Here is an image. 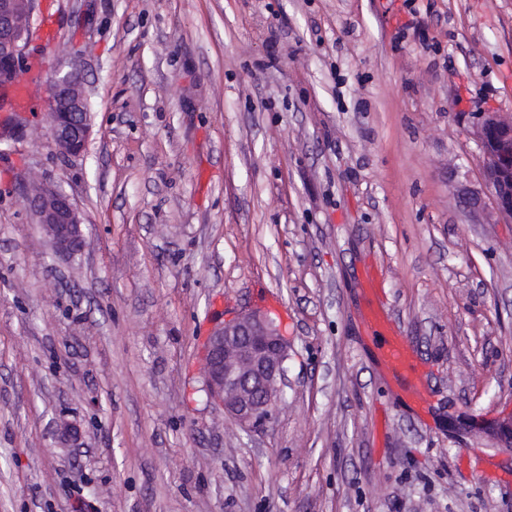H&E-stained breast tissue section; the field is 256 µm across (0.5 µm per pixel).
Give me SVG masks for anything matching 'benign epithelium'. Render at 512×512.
I'll use <instances>...</instances> for the list:
<instances>
[{
    "label": "benign epithelium",
    "instance_id": "1",
    "mask_svg": "<svg viewBox=\"0 0 512 512\" xmlns=\"http://www.w3.org/2000/svg\"><path fill=\"white\" fill-rule=\"evenodd\" d=\"M35 0H0V92L13 88L26 69ZM49 132L58 151L80 157L92 133L83 77L72 67L59 69L48 88ZM471 128L482 152V181L497 213L512 220V117L478 112ZM26 203L42 224L56 257L73 258L86 233L69 194L53 184L34 183ZM204 361L207 398L244 428L270 419L281 401L288 344L266 313H242L227 319L208 336Z\"/></svg>",
    "mask_w": 512,
    "mask_h": 512
}]
</instances>
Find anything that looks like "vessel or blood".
I'll list each match as a JSON object with an SVG mask.
<instances>
[{"instance_id":"1","label":"vessel or blood","mask_w":512,"mask_h":512,"mask_svg":"<svg viewBox=\"0 0 512 512\" xmlns=\"http://www.w3.org/2000/svg\"><path fill=\"white\" fill-rule=\"evenodd\" d=\"M360 286L372 298L366 321L371 329L382 330L385 342L379 351V358L394 378L404 380L406 390L412 399H420L425 390L426 379L419 366L416 348L387 313L381 299L383 289L382 271L378 266H367L361 273Z\"/></svg>"}]
</instances>
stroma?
<instances>
[{"instance_id": "1", "label": "stroma", "mask_w": 512, "mask_h": 512, "mask_svg": "<svg viewBox=\"0 0 512 512\" xmlns=\"http://www.w3.org/2000/svg\"><path fill=\"white\" fill-rule=\"evenodd\" d=\"M49 12L30 52L42 80L80 70L92 136L61 157L41 108L0 145V512H512V223L469 130L512 114V0ZM34 177L80 211L75 258L51 257ZM371 263L425 408L364 325ZM268 297L288 384L246 430L203 350Z\"/></svg>"}]
</instances>
